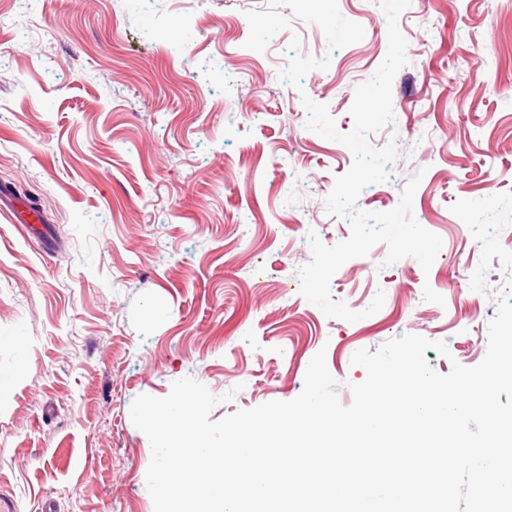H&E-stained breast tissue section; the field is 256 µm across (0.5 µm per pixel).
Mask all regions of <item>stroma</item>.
<instances>
[{"instance_id":"obj_1","label":"stroma","mask_w":512,"mask_h":512,"mask_svg":"<svg viewBox=\"0 0 512 512\" xmlns=\"http://www.w3.org/2000/svg\"><path fill=\"white\" fill-rule=\"evenodd\" d=\"M408 65L392 83L387 181L358 206L412 213L442 248L430 271L388 246L347 261L330 318L299 293L307 236L346 240L328 214L354 162L306 127L327 105L347 134L355 89L388 49L379 0H0V184L43 214L50 239L0 215V486L18 512H154L152 450L130 417L189 377L222 398L217 421L303 388L318 351L342 405L352 364L411 333L440 374L487 352L492 297L470 287L480 248L450 210L512 192V0H411L398 20ZM328 58L294 88L292 37Z\"/></svg>"}]
</instances>
